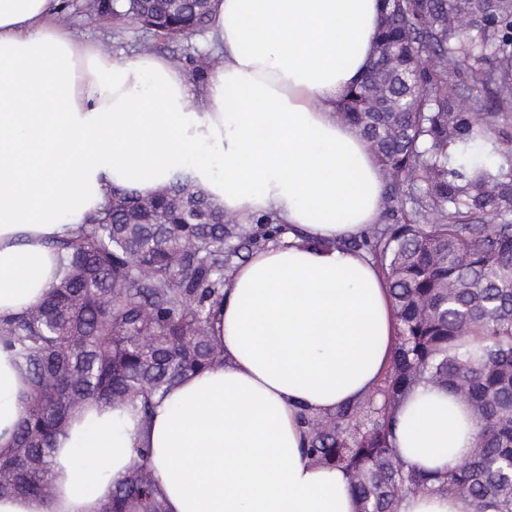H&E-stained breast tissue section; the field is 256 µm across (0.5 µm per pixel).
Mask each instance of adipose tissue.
Returning a JSON list of instances; mask_svg holds the SVG:
<instances>
[{"label": "adipose tissue", "instance_id": "ef3b65f1", "mask_svg": "<svg viewBox=\"0 0 512 512\" xmlns=\"http://www.w3.org/2000/svg\"><path fill=\"white\" fill-rule=\"evenodd\" d=\"M58 2L0 0V322L48 291L53 242L115 188L148 197L186 173L239 223L285 231L226 278L221 361L156 394L146 417L85 404L55 442L54 495L1 497L0 512H99L140 448L167 512H356L345 471L306 455L300 416L373 389L393 349L381 270L346 246L380 221L382 173L336 115L372 64L383 0H216L222 60L197 87L163 57L118 62L78 40ZM27 391L0 345V453ZM472 445L467 406L415 387L395 448L433 473Z\"/></svg>", "mask_w": 512, "mask_h": 512}]
</instances>
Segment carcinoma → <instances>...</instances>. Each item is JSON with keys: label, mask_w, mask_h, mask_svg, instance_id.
Returning <instances> with one entry per match:
<instances>
[{"label": "carcinoma", "mask_w": 512, "mask_h": 512, "mask_svg": "<svg viewBox=\"0 0 512 512\" xmlns=\"http://www.w3.org/2000/svg\"><path fill=\"white\" fill-rule=\"evenodd\" d=\"M211 2L87 0L90 22L131 20L158 39L209 29ZM487 16L466 30L456 19ZM378 55L344 96L339 116L374 150L387 181L385 210L402 224H374L346 247L363 251L389 285L397 336L376 390L325 416H304L306 454L347 472L358 512H399L410 497L451 495L469 512H512V139L492 144L496 168L466 146L486 137L497 112H459L450 90L465 68L469 90L512 106V0H399L377 37ZM378 112L365 111L375 76ZM406 184L413 192L400 189ZM151 223L139 224L145 199L117 189L73 239L57 244V282L44 300L0 324V336L28 379L15 445L0 454V497L48 498L54 445L70 415L88 400L141 405L222 354L210 319L224 297L226 273L243 251L274 241L268 219L223 223L210 196L178 178L151 197ZM485 223L472 220L475 212ZM431 382L462 398L473 416L468 458L435 476L392 445V418L414 386ZM139 461L99 512H166L153 475Z\"/></svg>", "instance_id": "cac0c4a2"}]
</instances>
